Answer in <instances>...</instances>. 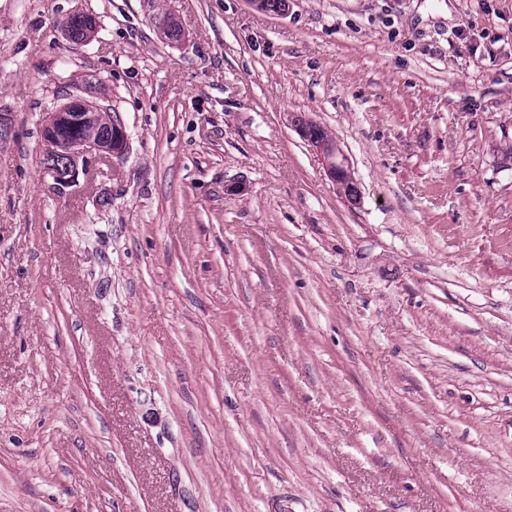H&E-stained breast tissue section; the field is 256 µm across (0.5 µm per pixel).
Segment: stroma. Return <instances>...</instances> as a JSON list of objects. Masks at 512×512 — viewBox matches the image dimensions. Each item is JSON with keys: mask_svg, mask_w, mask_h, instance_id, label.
Wrapping results in <instances>:
<instances>
[{"mask_svg": "<svg viewBox=\"0 0 512 512\" xmlns=\"http://www.w3.org/2000/svg\"><path fill=\"white\" fill-rule=\"evenodd\" d=\"M1 112L0 512H512V0H0ZM155 27L161 38L170 42L178 43L183 38V29L179 22L171 14H164L154 17ZM67 102L47 112V119L42 127L44 140L52 147L51 156L61 157V163L48 167V174L54 182L56 190L64 193L76 185L80 173L84 174L92 159H108L123 154L129 143V135L125 123L119 117L114 121L112 129V108L106 111L96 127L94 136L79 135L75 138H64L59 135V128L71 125L76 128H88L95 123L102 105L88 101L80 94H69ZM306 121L303 118L292 117V122L298 128L303 139L322 156L327 172L336 183L342 197L352 206L360 204L361 189L357 179L353 176L348 159L339 149L337 143L318 138H325L329 135L327 130L309 120L308 127L311 133L317 136L315 137L309 133Z\"/></svg>", "mask_w": 512, "mask_h": 512, "instance_id": "stroma-1", "label": "stroma"}]
</instances>
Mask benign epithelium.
<instances>
[{
    "instance_id": "benign-epithelium-1",
    "label": "benign epithelium",
    "mask_w": 512,
    "mask_h": 512,
    "mask_svg": "<svg viewBox=\"0 0 512 512\" xmlns=\"http://www.w3.org/2000/svg\"><path fill=\"white\" fill-rule=\"evenodd\" d=\"M100 109L101 105L88 101L80 94L72 93L67 97V102L48 113L42 134L44 140L52 147L51 156L61 157V163L48 167V174L60 193L78 183L79 176L86 172L91 160L116 157L127 149L129 135L125 123L121 120L114 122L112 136L105 141L82 134L75 138H64L59 135V128L63 125L83 129L92 126ZM292 122L303 139L322 156L327 172L336 183L342 197L352 206L360 204L359 183L337 143L311 135L303 118L294 117Z\"/></svg>"
}]
</instances>
